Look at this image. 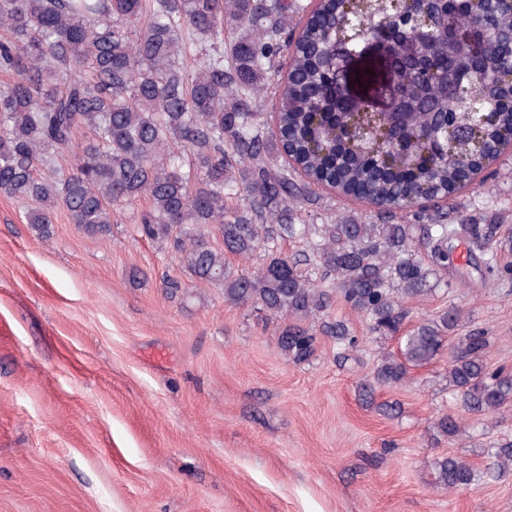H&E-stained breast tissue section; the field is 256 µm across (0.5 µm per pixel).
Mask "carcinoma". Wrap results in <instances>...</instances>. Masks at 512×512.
I'll list each match as a JSON object with an SVG mask.
<instances>
[{
	"label": "carcinoma",
	"mask_w": 512,
	"mask_h": 512,
	"mask_svg": "<svg viewBox=\"0 0 512 512\" xmlns=\"http://www.w3.org/2000/svg\"><path fill=\"white\" fill-rule=\"evenodd\" d=\"M463 14L490 32L484 46L463 32ZM377 28L417 42L419 61L417 74L393 76L399 102L373 123L362 102L343 108L351 76L337 74L336 49ZM0 29V71L13 75L0 89V193L29 204L25 220L39 237L60 209L83 233L107 235L145 196L137 232L224 301L288 321L277 348L293 362L315 354L320 334L341 361L355 358L360 339L330 315L339 298L378 338H398L365 400L446 353L448 392L463 413L512 410V368L489 365L486 330L453 335L460 311L399 335L409 302L450 286L449 239L469 240L484 277H512L494 255L512 243L502 225L472 215L450 224L440 213L409 224L403 206L422 186L457 196L468 158L512 131L507 0H326L313 12L305 0H0ZM361 69L368 87L390 77L377 58ZM259 101L271 103L276 130L261 121ZM64 153L70 166L58 169ZM315 186L400 223L301 224V213L321 207ZM235 198L243 207L228 206ZM286 241L302 248L289 255ZM259 251L252 272L226 258ZM434 428L450 443L466 434L459 415L440 414ZM488 457L487 473H512V438ZM434 476L457 489L480 479L457 456L435 461Z\"/></svg>",
	"instance_id": "carcinoma-1"
}]
</instances>
